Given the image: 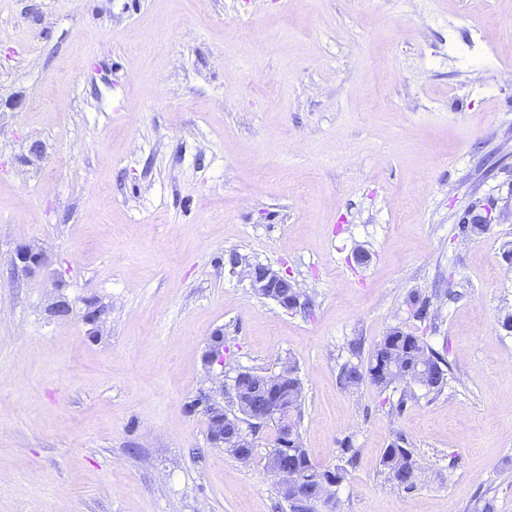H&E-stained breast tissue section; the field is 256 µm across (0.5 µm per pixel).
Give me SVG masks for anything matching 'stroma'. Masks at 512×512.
<instances>
[{"instance_id":"obj_1","label":"stroma","mask_w":512,"mask_h":512,"mask_svg":"<svg viewBox=\"0 0 512 512\" xmlns=\"http://www.w3.org/2000/svg\"><path fill=\"white\" fill-rule=\"evenodd\" d=\"M508 66L512 0H0V512H288L275 426L243 462L189 408L287 363L331 512H512ZM394 327L441 391L343 384ZM246 277L251 288L261 297L277 302L282 308L292 311L299 307V298L292 292L285 294L282 288H296L286 272L276 270L263 264L248 265ZM309 303L307 297L301 293L299 311H307ZM297 310V311H298ZM400 442L402 440L397 439L385 448L381 462L391 481L398 487L410 490L411 486L405 484L404 476H408L406 468L417 463V460L414 459L412 451L408 448H403Z\"/></svg>"}]
</instances>
